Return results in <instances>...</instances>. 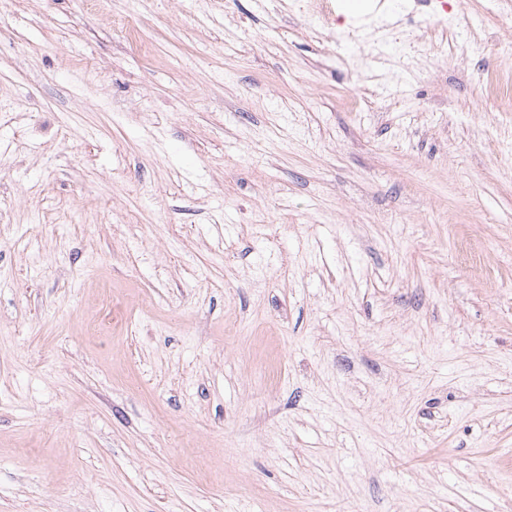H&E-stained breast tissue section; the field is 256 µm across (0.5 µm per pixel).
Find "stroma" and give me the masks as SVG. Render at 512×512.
<instances>
[{
    "label": "stroma",
    "mask_w": 512,
    "mask_h": 512,
    "mask_svg": "<svg viewBox=\"0 0 512 512\" xmlns=\"http://www.w3.org/2000/svg\"><path fill=\"white\" fill-rule=\"evenodd\" d=\"M402 2L0 0V512H512V0Z\"/></svg>",
    "instance_id": "stroma-1"
}]
</instances>
